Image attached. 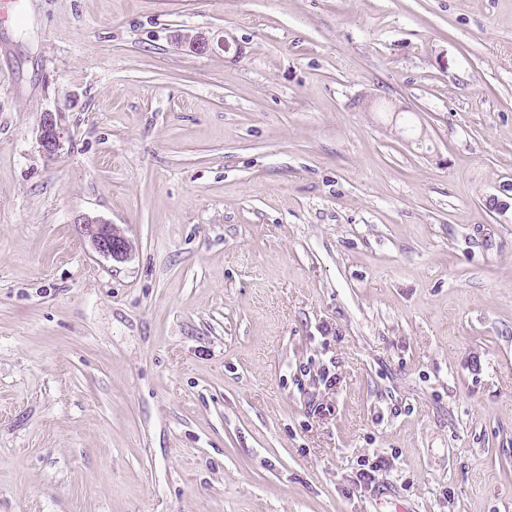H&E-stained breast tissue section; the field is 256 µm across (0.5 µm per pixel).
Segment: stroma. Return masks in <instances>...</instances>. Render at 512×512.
Returning a JSON list of instances; mask_svg holds the SVG:
<instances>
[{"mask_svg":"<svg viewBox=\"0 0 512 512\" xmlns=\"http://www.w3.org/2000/svg\"><path fill=\"white\" fill-rule=\"evenodd\" d=\"M12 14L0 512H512V0ZM174 38L178 44L187 47L194 54L202 55L214 49V37L206 32L177 33ZM61 113L43 112L37 127V142L44 156L54 158L62 147L65 130L61 124ZM73 224L78 237L87 239L98 254L117 261L129 255L130 244L116 224L90 214L77 216Z\"/></svg>","mask_w":512,"mask_h":512,"instance_id":"stroma-1","label":"stroma"}]
</instances>
